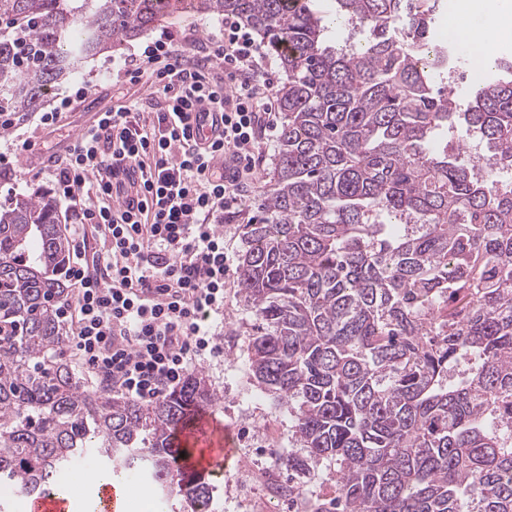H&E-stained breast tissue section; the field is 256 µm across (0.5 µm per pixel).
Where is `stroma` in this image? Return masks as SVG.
Listing matches in <instances>:
<instances>
[{
  "label": "stroma",
  "mask_w": 512,
  "mask_h": 512,
  "mask_svg": "<svg viewBox=\"0 0 512 512\" xmlns=\"http://www.w3.org/2000/svg\"><path fill=\"white\" fill-rule=\"evenodd\" d=\"M222 21V16L203 15L183 6L166 14L157 29L85 62L74 82L59 86L45 105L46 111L59 115L54 125H40L38 113L28 114L23 130L31 136L32 145L23 155H10L8 163L0 164V189L14 195L36 189L50 190L47 171L66 153L73 138L93 125L101 113L135 102L145 112L157 111L159 99L152 95L148 85L113 80V62L139 52L162 29L190 35L201 43ZM77 83L86 85V94L68 108H61V98L70 94ZM275 150V142H268L256 193L243 203L232 223L224 227L231 259H238L244 249L241 227L255 215L259 193L273 177ZM255 324L252 311L242 297L239 280L231 279L224 313L213 320L214 328L224 339V355L199 368L218 396L212 408L220 425L214 435L215 442H223L224 429H231L233 434L230 479L214 476L209 479L214 487L213 512H303L300 501L285 496L275 499L269 494L270 485L287 484L285 461L296 447L289 432L287 407L274 405L250 378L247 337Z\"/></svg>",
  "instance_id": "stroma-1"
}]
</instances>
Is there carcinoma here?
Segmentation results:
<instances>
[{
  "mask_svg": "<svg viewBox=\"0 0 512 512\" xmlns=\"http://www.w3.org/2000/svg\"><path fill=\"white\" fill-rule=\"evenodd\" d=\"M276 55L273 181L243 225L250 372L288 405V496L322 461L312 512H512V59L466 104L430 31L439 0H335L360 42L329 43L313 0H189ZM172 0H0V113L33 112ZM463 125L488 153L438 138ZM69 242L46 193L0 205V484L39 494L96 457L190 512L214 486L171 475L173 431L217 397L199 373L143 403L63 361Z\"/></svg>",
  "mask_w": 512,
  "mask_h": 512,
  "instance_id": "carcinoma-1",
  "label": "carcinoma"
}]
</instances>
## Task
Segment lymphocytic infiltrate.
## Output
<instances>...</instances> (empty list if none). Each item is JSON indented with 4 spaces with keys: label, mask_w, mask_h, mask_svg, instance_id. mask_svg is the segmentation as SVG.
I'll return each mask as SVG.
<instances>
[{
    "label": "lymphocytic infiltrate",
    "mask_w": 512,
    "mask_h": 512,
    "mask_svg": "<svg viewBox=\"0 0 512 512\" xmlns=\"http://www.w3.org/2000/svg\"><path fill=\"white\" fill-rule=\"evenodd\" d=\"M186 52V38L165 30L117 63V77L153 88L159 110L102 113L49 172L76 223V292L59 304L73 353L102 386L143 402L224 352L211 325L230 272L223 221L253 188L275 130V75L238 21L225 17L199 56ZM205 124L216 135L201 144L192 128Z\"/></svg>",
    "instance_id": "obj_1"
}]
</instances>
